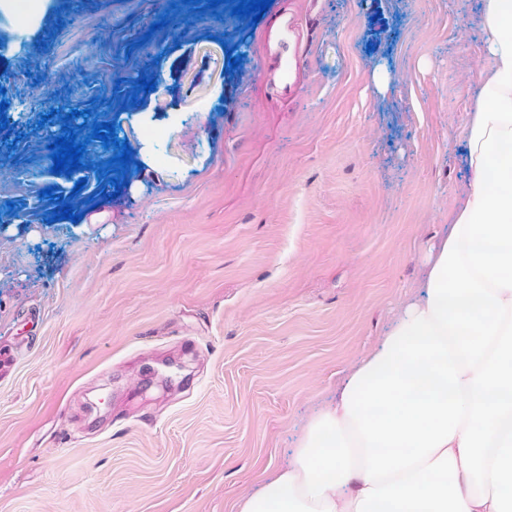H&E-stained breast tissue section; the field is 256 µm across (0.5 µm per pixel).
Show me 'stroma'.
Returning <instances> with one entry per match:
<instances>
[{
	"label": "stroma",
	"instance_id": "stroma-1",
	"mask_svg": "<svg viewBox=\"0 0 512 512\" xmlns=\"http://www.w3.org/2000/svg\"><path fill=\"white\" fill-rule=\"evenodd\" d=\"M269 11L296 43L191 0H46L0 34L30 70L0 80L14 112L54 71L90 139L83 189L0 190V512H236L415 296L467 183L482 0ZM103 99L133 150L120 175L91 136ZM59 129L11 126L13 165ZM67 195L82 221H53Z\"/></svg>",
	"mask_w": 512,
	"mask_h": 512
}]
</instances>
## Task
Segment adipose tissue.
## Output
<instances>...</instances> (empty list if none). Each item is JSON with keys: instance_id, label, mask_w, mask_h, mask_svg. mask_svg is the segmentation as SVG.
Returning a JSON list of instances; mask_svg holds the SVG:
<instances>
[{"instance_id": "obj_1", "label": "adipose tissue", "mask_w": 512, "mask_h": 512, "mask_svg": "<svg viewBox=\"0 0 512 512\" xmlns=\"http://www.w3.org/2000/svg\"><path fill=\"white\" fill-rule=\"evenodd\" d=\"M482 21L467 189L421 294L237 512H512V0Z\"/></svg>"}]
</instances>
